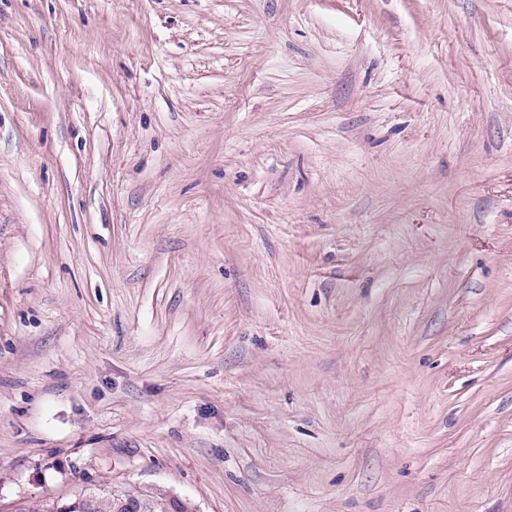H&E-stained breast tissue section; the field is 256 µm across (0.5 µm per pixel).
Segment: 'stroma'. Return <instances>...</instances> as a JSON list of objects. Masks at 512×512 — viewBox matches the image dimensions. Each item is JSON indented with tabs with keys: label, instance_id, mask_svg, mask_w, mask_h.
<instances>
[{
	"label": "stroma",
	"instance_id": "35a3bbf8",
	"mask_svg": "<svg viewBox=\"0 0 512 512\" xmlns=\"http://www.w3.org/2000/svg\"><path fill=\"white\" fill-rule=\"evenodd\" d=\"M512 512V0H0V506ZM153 491L150 501H156L162 507L163 512H196L197 510L187 501L179 498L170 490L154 486L149 488ZM75 497L76 499L74 501L71 497L65 500H47L52 502L51 512H70L71 510H77L79 512H130L124 510L125 507H120L117 500H113V497L110 499L101 496L100 505L99 499L93 494L87 495L86 497L76 494Z\"/></svg>",
	"mask_w": 512,
	"mask_h": 512
}]
</instances>
